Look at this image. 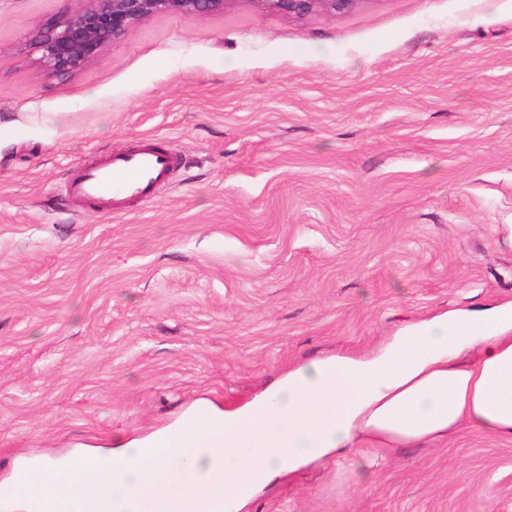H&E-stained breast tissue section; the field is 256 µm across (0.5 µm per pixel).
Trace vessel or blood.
Instances as JSON below:
<instances>
[{
  "instance_id": "1",
  "label": "vessel or blood",
  "mask_w": 512,
  "mask_h": 512,
  "mask_svg": "<svg viewBox=\"0 0 512 512\" xmlns=\"http://www.w3.org/2000/svg\"><path fill=\"white\" fill-rule=\"evenodd\" d=\"M171 167L168 151L157 144L145 143L80 171L73 183V192L80 199L114 213L129 200L150 195L167 177Z\"/></svg>"
}]
</instances>
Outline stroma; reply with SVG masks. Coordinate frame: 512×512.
Returning a JSON list of instances; mask_svg holds the SVG:
<instances>
[{
  "instance_id": "35a3bbf8",
  "label": "stroma",
  "mask_w": 512,
  "mask_h": 512,
  "mask_svg": "<svg viewBox=\"0 0 512 512\" xmlns=\"http://www.w3.org/2000/svg\"><path fill=\"white\" fill-rule=\"evenodd\" d=\"M82 5L0 0V484L512 301V0H233L54 75L32 39ZM148 140L174 160L153 196L67 194ZM248 512H512V439L364 445ZM258 7L275 11L288 19L310 15L337 16L351 11L361 0H252Z\"/></svg>"
}]
</instances>
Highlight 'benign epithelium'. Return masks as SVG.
I'll use <instances>...</instances> for the list:
<instances>
[{"label": "benign epithelium", "instance_id": "benign-epithelium-1", "mask_svg": "<svg viewBox=\"0 0 512 512\" xmlns=\"http://www.w3.org/2000/svg\"><path fill=\"white\" fill-rule=\"evenodd\" d=\"M88 5L40 32L39 62L56 75H70L99 58L144 20L165 13L207 16L222 13L234 0H87ZM288 19L337 16L362 0H252Z\"/></svg>", "mask_w": 512, "mask_h": 512}]
</instances>
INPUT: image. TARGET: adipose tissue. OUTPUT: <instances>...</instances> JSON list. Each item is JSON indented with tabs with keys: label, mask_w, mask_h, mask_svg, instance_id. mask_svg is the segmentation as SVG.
<instances>
[{
	"label": "adipose tissue",
	"mask_w": 512,
	"mask_h": 512,
	"mask_svg": "<svg viewBox=\"0 0 512 512\" xmlns=\"http://www.w3.org/2000/svg\"><path fill=\"white\" fill-rule=\"evenodd\" d=\"M512 439V302L408 323L369 357L339 356L289 370L268 394L223 417L200 411L188 438L171 434L117 455L78 459L0 488L18 512H241L277 477L363 444L413 446L462 426Z\"/></svg>",
	"instance_id": "adipose-tissue-1"
}]
</instances>
